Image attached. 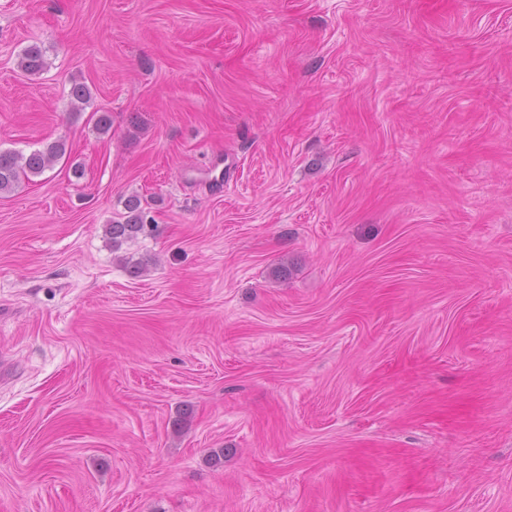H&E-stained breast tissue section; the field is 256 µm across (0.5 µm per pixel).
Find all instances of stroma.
<instances>
[{"label": "stroma", "instance_id": "1", "mask_svg": "<svg viewBox=\"0 0 512 512\" xmlns=\"http://www.w3.org/2000/svg\"><path fill=\"white\" fill-rule=\"evenodd\" d=\"M421 2L0 0V151L65 144L0 194V512H512V0ZM138 201L132 202L128 206L129 215L125 216L124 222H115V224H108L107 232L111 236L112 246L119 248L123 241L137 237L145 230V215L140 210Z\"/></svg>", "mask_w": 512, "mask_h": 512}]
</instances>
